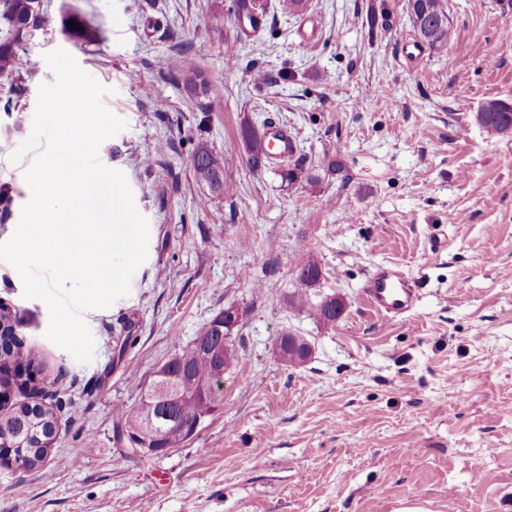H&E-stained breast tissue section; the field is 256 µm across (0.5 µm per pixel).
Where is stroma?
Instances as JSON below:
<instances>
[{
	"mask_svg": "<svg viewBox=\"0 0 512 512\" xmlns=\"http://www.w3.org/2000/svg\"><path fill=\"white\" fill-rule=\"evenodd\" d=\"M239 2L43 0L96 39L35 30L20 75L0 77V242L29 199L9 156L58 49L125 121L99 159L124 172L150 229L129 294L84 315L87 364L46 338V304L0 261V309L58 378L10 390L9 403L53 407L58 436L40 468L0 465V512H471L476 499L512 512V136L475 120L487 100L512 104V0H445L455 43L417 61L408 0H308L295 14L248 0L258 31ZM309 17L320 33L305 41ZM272 116L298 153L253 164L244 133ZM202 144L224 157L223 193L193 177ZM437 229L447 249L432 248ZM301 252L321 270L313 301L344 305L336 324L288 305ZM379 263L420 280L411 312L368 304ZM231 304L247 311L236 360L195 433L162 456L116 443V410ZM288 332L309 342L305 363L280 359Z\"/></svg>",
	"mask_w": 512,
	"mask_h": 512,
	"instance_id": "35a3bbf8",
	"label": "stroma"
}]
</instances>
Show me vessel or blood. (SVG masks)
Here are the masks:
<instances>
[{
  "label": "vessel or blood",
  "mask_w": 512,
  "mask_h": 512,
  "mask_svg": "<svg viewBox=\"0 0 512 512\" xmlns=\"http://www.w3.org/2000/svg\"><path fill=\"white\" fill-rule=\"evenodd\" d=\"M263 137L274 157L293 158L297 141L287 127L275 119H268ZM419 281L399 267L390 264L375 266L368 275L365 295L376 311L386 317H395L410 312L418 300Z\"/></svg>",
  "instance_id": "obj_1"
}]
</instances>
